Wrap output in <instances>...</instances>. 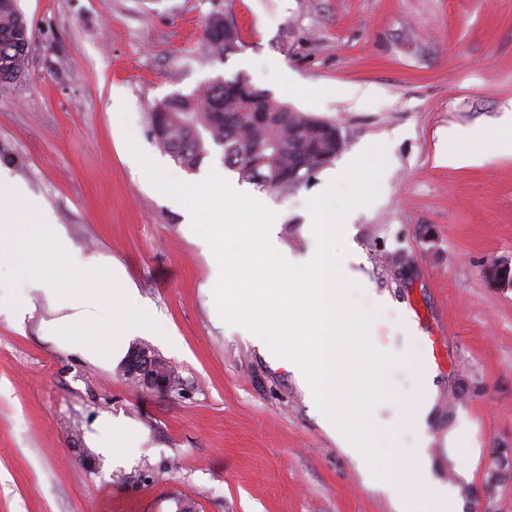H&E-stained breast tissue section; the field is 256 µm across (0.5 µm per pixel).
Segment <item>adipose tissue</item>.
Segmentation results:
<instances>
[{"label": "adipose tissue", "mask_w": 512, "mask_h": 512, "mask_svg": "<svg viewBox=\"0 0 512 512\" xmlns=\"http://www.w3.org/2000/svg\"><path fill=\"white\" fill-rule=\"evenodd\" d=\"M20 282L16 293L0 294V313L24 325L45 304L39 334L69 354L111 369L134 336L162 330L121 267L76 249L63 225L21 186L0 176V281ZM127 420L106 414L93 424L88 443L114 460L141 438Z\"/></svg>", "instance_id": "adipose-tissue-1"}]
</instances>
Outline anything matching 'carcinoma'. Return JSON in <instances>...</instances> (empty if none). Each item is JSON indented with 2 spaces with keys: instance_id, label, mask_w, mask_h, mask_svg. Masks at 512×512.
I'll list each match as a JSON object with an SVG mask.
<instances>
[{
  "instance_id": "obj_1",
  "label": "carcinoma",
  "mask_w": 512,
  "mask_h": 512,
  "mask_svg": "<svg viewBox=\"0 0 512 512\" xmlns=\"http://www.w3.org/2000/svg\"><path fill=\"white\" fill-rule=\"evenodd\" d=\"M31 43L27 22L18 0H0V86L24 76ZM209 54H226L224 18L215 17L204 31ZM238 78L211 83L190 94L175 93L161 101L151 113L155 140L187 172L197 171L212 146L223 150L224 166L237 172L239 180L261 191L286 194L294 187L275 185L278 175L302 162L323 168L314 149L315 117L290 112L268 92L251 87L249 95L265 109L258 120L246 112L234 87Z\"/></svg>"
}]
</instances>
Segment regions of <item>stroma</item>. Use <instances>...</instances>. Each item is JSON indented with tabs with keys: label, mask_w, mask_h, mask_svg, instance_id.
I'll list each match as a JSON object with an SVG mask.
<instances>
[{
	"label": "stroma",
	"mask_w": 512,
	"mask_h": 512,
	"mask_svg": "<svg viewBox=\"0 0 512 512\" xmlns=\"http://www.w3.org/2000/svg\"><path fill=\"white\" fill-rule=\"evenodd\" d=\"M33 34L24 77L0 89V171L66 227L76 248L123 267L170 337L143 336L180 390L145 392L120 367L58 350L38 319L0 315V512H392L365 466L339 448L286 360L215 319L212 263L182 203L146 167L184 177L150 114L167 96L245 76L289 108L335 124L344 150L285 195V253L316 241L308 201L360 158L376 195L340 225L357 272L349 300L393 362L371 420L414 447L403 402L433 369L434 477L481 491L490 451L512 453V289L485 275L512 263V0H19ZM240 42L204 50L209 19ZM374 87L361 102L346 87ZM479 133L478 165H438L449 129ZM413 266L394 279L388 260ZM387 296L386 305L373 301ZM414 321L420 338L410 336ZM143 432L115 467L87 443L99 416Z\"/></svg>",
	"instance_id": "35a3bbf8"
}]
</instances>
